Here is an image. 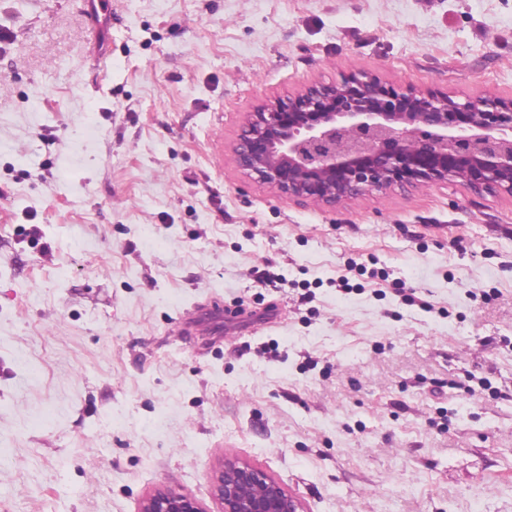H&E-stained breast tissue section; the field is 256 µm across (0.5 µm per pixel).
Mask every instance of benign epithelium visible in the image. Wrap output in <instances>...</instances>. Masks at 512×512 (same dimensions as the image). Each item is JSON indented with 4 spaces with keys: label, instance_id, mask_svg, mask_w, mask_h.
I'll return each mask as SVG.
<instances>
[{
    "label": "benign epithelium",
    "instance_id": "obj_1",
    "mask_svg": "<svg viewBox=\"0 0 512 512\" xmlns=\"http://www.w3.org/2000/svg\"><path fill=\"white\" fill-rule=\"evenodd\" d=\"M237 167L282 196L328 206L395 186L458 182L512 196V98L460 101L396 89L351 73L249 113L234 149ZM220 512H305L261 468L226 456L212 474ZM139 512H207L192 494L159 486Z\"/></svg>",
    "mask_w": 512,
    "mask_h": 512
}]
</instances>
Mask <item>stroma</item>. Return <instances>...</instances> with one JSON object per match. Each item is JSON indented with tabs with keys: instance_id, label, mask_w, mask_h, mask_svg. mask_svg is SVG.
Instances as JSON below:
<instances>
[{
	"instance_id": "1",
	"label": "stroma",
	"mask_w": 512,
	"mask_h": 512,
	"mask_svg": "<svg viewBox=\"0 0 512 512\" xmlns=\"http://www.w3.org/2000/svg\"><path fill=\"white\" fill-rule=\"evenodd\" d=\"M84 2L0 0V512H214L227 456L308 512H512V196L233 160L350 72L512 98V0H114L105 75ZM139 512H207L192 494L167 486H159L144 496Z\"/></svg>"
}]
</instances>
